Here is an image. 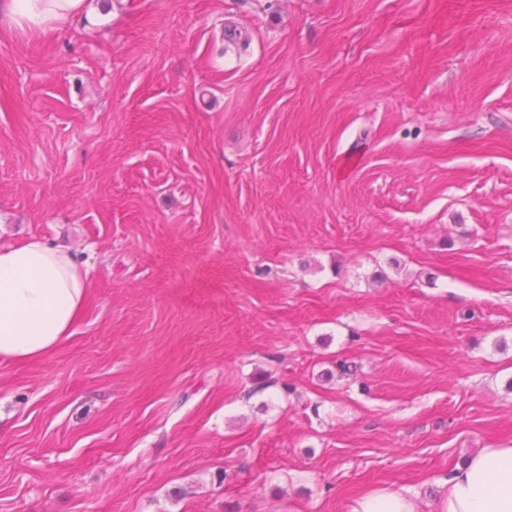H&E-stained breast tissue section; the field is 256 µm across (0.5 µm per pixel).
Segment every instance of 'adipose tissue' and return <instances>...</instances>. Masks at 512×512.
<instances>
[{"instance_id":"1","label":"adipose tissue","mask_w":512,"mask_h":512,"mask_svg":"<svg viewBox=\"0 0 512 512\" xmlns=\"http://www.w3.org/2000/svg\"><path fill=\"white\" fill-rule=\"evenodd\" d=\"M101 0H0V24L24 32L95 20ZM87 282L66 244L38 238L0 246V360L25 362L53 350L78 320ZM436 512H512V445L479 449L445 478ZM352 512H417L408 490H373Z\"/></svg>"}]
</instances>
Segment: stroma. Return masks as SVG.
<instances>
[{
	"label": "stroma",
	"instance_id": "stroma-1",
	"mask_svg": "<svg viewBox=\"0 0 512 512\" xmlns=\"http://www.w3.org/2000/svg\"><path fill=\"white\" fill-rule=\"evenodd\" d=\"M32 235L90 296L0 362V512H432L512 443V0L0 25V245ZM352 512H417V508L408 490L382 489L361 495Z\"/></svg>",
	"mask_w": 512,
	"mask_h": 512
}]
</instances>
